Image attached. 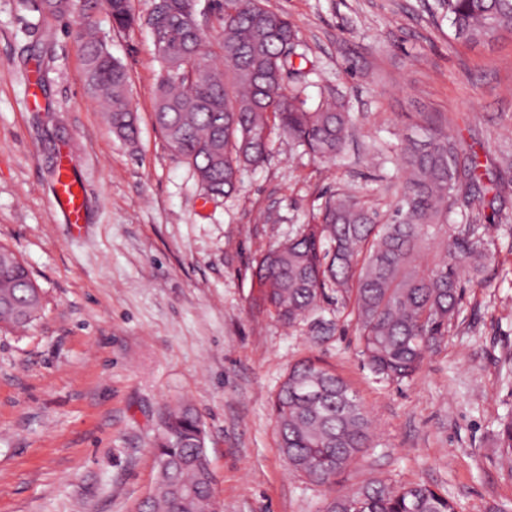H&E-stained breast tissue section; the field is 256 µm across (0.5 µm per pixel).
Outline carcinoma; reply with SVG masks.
Here are the masks:
<instances>
[{"label":"carcinoma","instance_id":"carcinoma-1","mask_svg":"<svg viewBox=\"0 0 512 512\" xmlns=\"http://www.w3.org/2000/svg\"><path fill=\"white\" fill-rule=\"evenodd\" d=\"M456 38L478 43L512 31V0H441ZM195 0H169V16L152 32L163 74L155 90L154 121L169 151L186 161L212 195L236 191L241 171L258 167L278 129L303 152L324 160L339 156L350 136L344 101L331 94L314 107L303 97L309 72L295 66V26L262 0H224V24L215 37L224 72L212 64V40L187 19ZM73 0H39L42 21L67 14ZM113 26L137 22L130 0H112ZM85 79L92 97L107 107L113 132L133 141L138 127L128 99L126 66L107 50L93 27L82 36ZM297 78L288 89L279 78ZM403 194L385 223L352 199L329 196L319 224L299 233L257 262L260 300L290 325L336 294L355 321L361 353L374 375L401 382L419 370L425 353L448 335L462 299V280L494 260L485 225L452 224L472 201L494 205L498 185L475 151L460 141L432 136L419 145H395ZM436 243L444 254L433 267L421 253ZM23 261L0 246V324L26 329L43 298ZM281 448L290 467L318 485L331 484L372 445L367 410L335 371L306 359L288 373L273 404ZM168 438L155 444L157 476L141 512H217L206 436L193 408L168 413ZM458 512L448 497L422 483L374 479L337 494L325 512Z\"/></svg>","mask_w":512,"mask_h":512}]
</instances>
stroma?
<instances>
[{
  "mask_svg": "<svg viewBox=\"0 0 512 512\" xmlns=\"http://www.w3.org/2000/svg\"><path fill=\"white\" fill-rule=\"evenodd\" d=\"M314 64L307 93L341 92L352 136L332 161L274 135L229 197L205 196L154 123L161 77L146 26L114 29L101 6L41 23L35 0H0V245L27 264L44 306L0 327V512H139L170 407L206 430L220 512H321L369 479L423 482L460 512H512V33L453 36L437 0H265ZM93 22L126 65L137 117L119 139L86 91L78 34ZM443 132L476 151L502 212L474 204L496 261L466 282L459 314L420 370L374 379L356 329L325 300L295 325L255 303L256 259L316 222L341 192L380 214L403 188L398 139ZM73 163L87 222L66 224L54 175ZM313 357L348 382L376 426L334 488L291 470L272 402Z\"/></svg>",
  "mask_w": 512,
  "mask_h": 512,
  "instance_id": "stroma-1",
  "label": "stroma"
}]
</instances>
